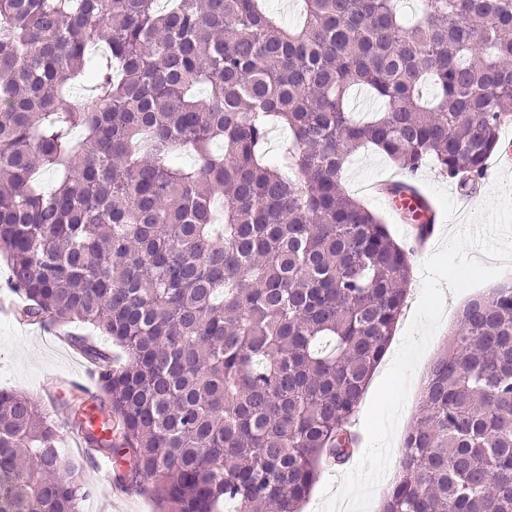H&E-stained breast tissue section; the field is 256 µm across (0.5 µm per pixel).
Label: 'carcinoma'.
<instances>
[{
  "label": "carcinoma",
  "instance_id": "1",
  "mask_svg": "<svg viewBox=\"0 0 512 512\" xmlns=\"http://www.w3.org/2000/svg\"><path fill=\"white\" fill-rule=\"evenodd\" d=\"M166 2L0 0L15 317L96 365L66 410L114 487L161 512H300L325 461L354 453L414 257L345 164L371 146L406 181L431 164L476 189L512 122V0H422L416 17L301 0L297 27L266 0ZM358 91L382 108L361 116ZM93 493L41 396L0 389V512H80ZM380 512H512L511 278L463 306Z\"/></svg>",
  "mask_w": 512,
  "mask_h": 512
}]
</instances>
